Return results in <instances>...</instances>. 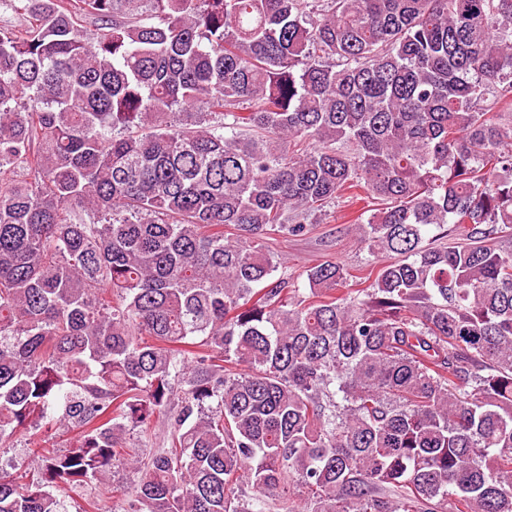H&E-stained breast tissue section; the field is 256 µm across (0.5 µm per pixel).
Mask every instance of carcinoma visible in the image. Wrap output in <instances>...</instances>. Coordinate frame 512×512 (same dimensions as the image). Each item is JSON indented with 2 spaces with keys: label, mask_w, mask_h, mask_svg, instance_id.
<instances>
[{
  "label": "carcinoma",
  "mask_w": 512,
  "mask_h": 512,
  "mask_svg": "<svg viewBox=\"0 0 512 512\" xmlns=\"http://www.w3.org/2000/svg\"><path fill=\"white\" fill-rule=\"evenodd\" d=\"M0 9V512H512V0ZM352 210L336 203L333 218L323 224H315L302 237L270 239V250L287 261L288 274L297 276L308 267L325 260L338 261L355 267L369 258L359 242L355 224H352ZM22 445L18 442L17 448H0V468H3L4 473H20L36 466ZM113 475L114 476H112L111 479L108 480L105 485H93L92 487L77 490L76 492H69L70 498L66 497L68 510L75 512L78 506L90 509L86 505L85 498H95L98 500L100 510L89 512L118 511L121 504L117 498H119L121 495L119 493H113V490L116 485H121L122 483L126 485V482H128L129 484V475L125 471H120L114 473Z\"/></svg>",
  "instance_id": "carcinoma-1"
}]
</instances>
